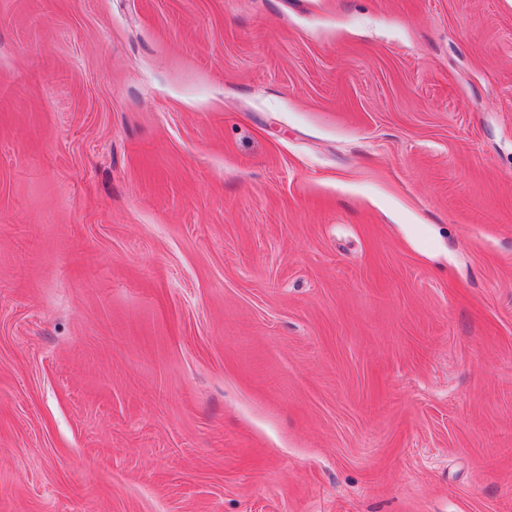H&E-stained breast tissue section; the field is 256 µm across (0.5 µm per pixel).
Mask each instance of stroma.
Instances as JSON below:
<instances>
[{
  "label": "stroma",
  "mask_w": 512,
  "mask_h": 512,
  "mask_svg": "<svg viewBox=\"0 0 512 512\" xmlns=\"http://www.w3.org/2000/svg\"><path fill=\"white\" fill-rule=\"evenodd\" d=\"M0 512H512V0H0Z\"/></svg>",
  "instance_id": "1"
}]
</instances>
